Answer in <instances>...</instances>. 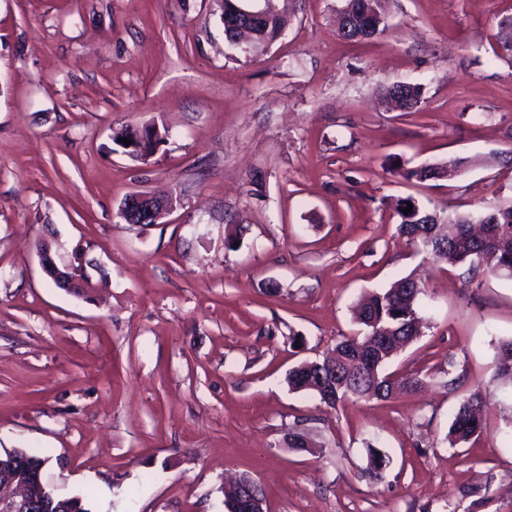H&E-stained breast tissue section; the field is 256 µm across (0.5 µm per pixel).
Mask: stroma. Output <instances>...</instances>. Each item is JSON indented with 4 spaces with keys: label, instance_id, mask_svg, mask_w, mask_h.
I'll return each mask as SVG.
<instances>
[{
    "label": "stroma",
    "instance_id": "stroma-1",
    "mask_svg": "<svg viewBox=\"0 0 512 512\" xmlns=\"http://www.w3.org/2000/svg\"><path fill=\"white\" fill-rule=\"evenodd\" d=\"M276 4L285 36L246 51L217 0H0V453L46 449L47 482L90 512H226L238 477L265 512H512L495 362L512 279L424 262L393 210L512 197V64L494 53L512 0H391L387 31L358 41L338 35L341 0ZM394 82L424 87L419 111L385 107ZM146 125L166 139L132 159L113 134ZM454 158L448 180L397 173ZM132 193L177 208L133 228ZM43 238L99 263L97 303L42 272ZM414 270L428 327L388 369L427 388L334 408L289 390L355 332L361 295ZM477 388L482 432L450 446ZM292 430L315 451L289 448Z\"/></svg>",
    "mask_w": 512,
    "mask_h": 512
}]
</instances>
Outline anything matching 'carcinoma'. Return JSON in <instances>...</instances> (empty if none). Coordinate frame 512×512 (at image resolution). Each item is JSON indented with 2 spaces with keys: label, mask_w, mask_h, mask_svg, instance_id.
I'll return each mask as SVG.
<instances>
[{
  "label": "carcinoma",
  "mask_w": 512,
  "mask_h": 512,
  "mask_svg": "<svg viewBox=\"0 0 512 512\" xmlns=\"http://www.w3.org/2000/svg\"><path fill=\"white\" fill-rule=\"evenodd\" d=\"M388 0H342L336 10L339 36L345 40L380 36L388 28ZM290 19L279 13L269 14L254 36L258 47L276 42L288 28ZM383 97L393 109L417 112L424 103L420 85L391 84L383 88ZM464 165L461 159L442 164H427L404 169L400 175L408 181H423L428 175L439 180L455 175ZM408 200L394 207L397 234L421 248L435 263L467 267L469 281L481 274H503L512 278V206L491 204L474 211L442 217L418 203L405 214ZM425 283L408 275L382 292H373L356 307V322L361 332L345 336L328 355L336 356L334 365L326 362L312 368L296 366L288 371L285 381L291 390L313 391L322 402L334 408L347 400L390 399L425 388L431 377L420 372L401 378L385 371L397 350L421 335L424 323L417 312ZM497 376L512 380V340L498 346ZM485 400L481 391L473 392L455 413L449 430L451 443L466 442L480 435L483 428ZM46 458L33 450H20L14 455V468L37 469ZM38 497H50L61 504L60 512H90L81 495L62 494L54 488L37 490Z\"/></svg>",
  "instance_id": "carcinoma-1"
}]
</instances>
